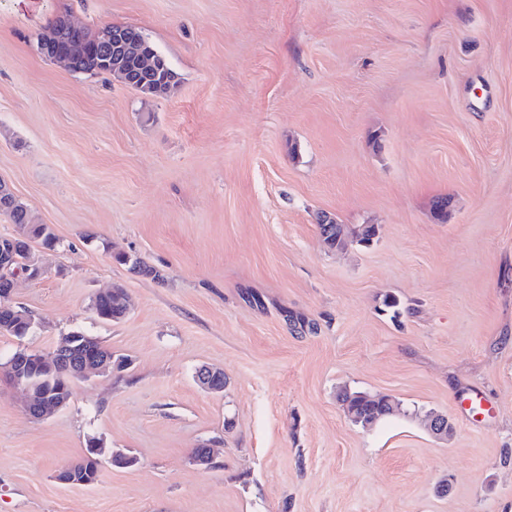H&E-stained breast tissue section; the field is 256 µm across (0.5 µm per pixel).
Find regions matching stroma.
<instances>
[{
	"mask_svg": "<svg viewBox=\"0 0 512 512\" xmlns=\"http://www.w3.org/2000/svg\"><path fill=\"white\" fill-rule=\"evenodd\" d=\"M66 14L136 27L176 88L39 55ZM0 179L61 240L0 362L76 330L132 362L41 421L0 378V512H512V0H0ZM324 214L379 236L328 249ZM344 387L404 411L362 428ZM127 294L123 288H112V292L104 296H96L92 308L98 318L107 322L123 319L127 311Z\"/></svg>",
	"mask_w": 512,
	"mask_h": 512,
	"instance_id": "stroma-1",
	"label": "stroma"
}]
</instances>
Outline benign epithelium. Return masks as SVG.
Instances as JSON below:
<instances>
[{
	"instance_id": "benign-epithelium-1",
	"label": "benign epithelium",
	"mask_w": 512,
	"mask_h": 512,
	"mask_svg": "<svg viewBox=\"0 0 512 512\" xmlns=\"http://www.w3.org/2000/svg\"><path fill=\"white\" fill-rule=\"evenodd\" d=\"M65 29L56 33L54 31L42 40L40 52L44 56L64 63L70 70L77 69V61L82 57L81 45L75 39L66 37L70 32L78 34L79 28L72 25L69 20H64ZM94 49L100 56V64L114 74L125 76L122 67L129 59L138 60L139 71L149 75H160L164 70L162 59L156 53L147 49L144 39L131 27H110L100 33ZM26 239L21 227H16L9 244L0 243V272L12 268L14 252L17 244ZM27 267L24 270L25 277L29 280H37L43 274L42 259L38 251L29 250L26 260ZM0 282L5 288L0 291V330L12 328L18 322H26L34 325L32 314L21 311L11 304L9 298L14 287L15 278L2 277ZM72 336L61 337L55 349L48 353L20 350L10 360L14 368L13 385L22 389L28 397L26 403L27 413L34 419L40 420L53 415L63 408L72 397V392L61 396L45 390V381L30 372L33 365H48L52 368H65L71 379H86L93 375H110L119 360L115 354L98 350L90 357L78 358L73 353ZM197 382L205 390L212 393L224 391V374L208 366L200 367L196 372ZM448 417L443 414L431 413L426 418L427 429L435 436L443 438L448 433ZM56 479L65 485L94 484V481L78 471V464L73 463L63 468L56 474Z\"/></svg>"
}]
</instances>
